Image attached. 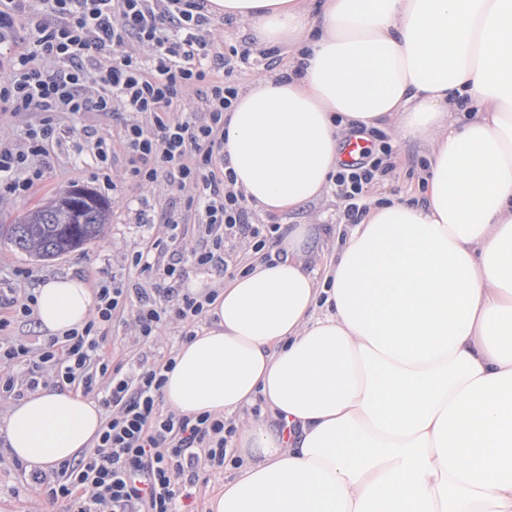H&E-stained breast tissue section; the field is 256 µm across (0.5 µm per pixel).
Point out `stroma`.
<instances>
[{
  "label": "stroma",
  "mask_w": 512,
  "mask_h": 512,
  "mask_svg": "<svg viewBox=\"0 0 512 512\" xmlns=\"http://www.w3.org/2000/svg\"><path fill=\"white\" fill-rule=\"evenodd\" d=\"M218 32L224 41L237 46L240 55L250 58L246 64L240 62V55L227 61L228 81L241 89L266 74V67L258 62L261 49L247 26L226 23L219 26ZM120 122V116L93 110L60 116L65 135L49 156L50 166L44 180L35 184L24 197L0 195V290L34 288L58 274L79 276L93 289L114 280L130 289L145 283V275L128 265L126 255L149 234L147 220L158 219L165 210L180 206L181 196L164 185L150 191L142 188L127 174L126 156L119 149L114 152L110 171L112 185L93 179L92 148L99 141L111 143ZM394 147L397 151L394 170L365 190L361 199L363 206L401 195L411 198L417 193L430 146L398 140ZM72 187L87 188L109 201L111 210L101 236L82 250L45 261L15 250L8 241L10 224L56 192ZM343 211L344 203L333 190L292 212L278 217L260 212L256 218L263 224L275 222L284 226L322 224V233L314 235L306 246V266L316 272L335 249L339 237L350 230L343 219ZM181 343L180 332L173 324L145 343L136 341L133 331L125 324L116 325L108 333V350L117 363L128 362L144 353L165 359L172 356ZM64 510L63 503H49L43 489L32 483L29 470L15 465L4 438L0 437V512Z\"/></svg>",
  "instance_id": "stroma-1"
}]
</instances>
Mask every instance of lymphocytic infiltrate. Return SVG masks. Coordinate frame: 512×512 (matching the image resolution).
I'll return each instance as SVG.
<instances>
[{"label":"lymphocytic infiltrate","instance_id":"obj_1","mask_svg":"<svg viewBox=\"0 0 512 512\" xmlns=\"http://www.w3.org/2000/svg\"><path fill=\"white\" fill-rule=\"evenodd\" d=\"M22 12L30 37L0 64V115L37 111L43 119L27 129L26 148L0 142V190L21 194L44 179L45 160L61 135L54 114L120 112L130 176L147 189L163 184L186 192L184 210L197 213L199 231L212 245L186 249L180 214L164 212L158 235L127 255L151 287L133 294L117 282L99 288L81 329L36 349L0 337V394L52 382L80 388L106 410L89 453L64 464L54 479L32 473L50 502L66 501L67 512H178L201 475L223 466L234 424L207 413L191 417L163 409L173 359L144 355L127 367L112 365L105 327L131 321L136 338L146 341L174 322L183 340H191L205 300L180 289L186 264L234 271L238 245L261 252L280 239V225L256 223L233 188L232 172L215 170L224 160V114L238 89L214 76L208 63L216 24L206 0H39L29 11L23 0H0V45L13 41ZM128 43L146 48V56L124 52ZM111 46L121 48V55H106ZM94 49L99 58H90ZM47 60L58 63V70H45ZM90 83L97 86L92 98L85 95ZM201 85L205 114L173 112L175 102ZM356 135L367 141V150L332 176L350 224L359 223L365 188L391 169L394 154L385 131L360 129Z\"/></svg>","mask_w":512,"mask_h":512}]
</instances>
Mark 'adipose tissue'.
<instances>
[{
  "label": "adipose tissue",
  "mask_w": 512,
  "mask_h": 512,
  "mask_svg": "<svg viewBox=\"0 0 512 512\" xmlns=\"http://www.w3.org/2000/svg\"><path fill=\"white\" fill-rule=\"evenodd\" d=\"M288 67L224 114L234 187L280 214L329 193L344 128L430 145L418 201L369 207L322 275L294 224L220 288L163 387L182 415H265L210 512H512V0H208ZM465 112L464 122L451 121ZM42 331L91 317L79 277L40 283ZM103 412L61 389L0 431L28 469L77 459Z\"/></svg>",
  "instance_id": "adipose-tissue-1"
}]
</instances>
